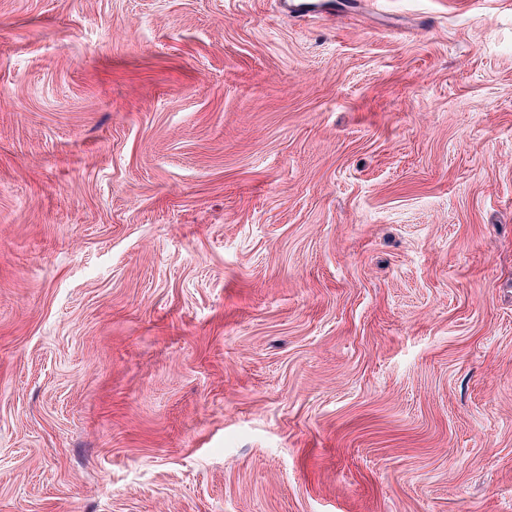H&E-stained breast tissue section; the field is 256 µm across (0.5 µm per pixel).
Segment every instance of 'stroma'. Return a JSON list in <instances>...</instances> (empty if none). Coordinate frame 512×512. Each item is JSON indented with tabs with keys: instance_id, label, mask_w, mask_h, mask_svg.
I'll return each instance as SVG.
<instances>
[{
	"instance_id": "1",
	"label": "stroma",
	"mask_w": 512,
	"mask_h": 512,
	"mask_svg": "<svg viewBox=\"0 0 512 512\" xmlns=\"http://www.w3.org/2000/svg\"><path fill=\"white\" fill-rule=\"evenodd\" d=\"M0 0V512H512V0ZM282 9L295 18H305L311 13H329L335 6L332 2H310L281 0Z\"/></svg>"
}]
</instances>
